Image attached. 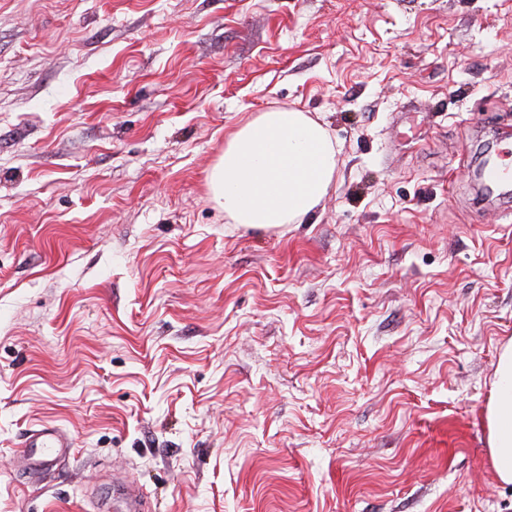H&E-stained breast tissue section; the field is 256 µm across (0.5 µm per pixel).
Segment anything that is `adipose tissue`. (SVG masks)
Masks as SVG:
<instances>
[{"label": "adipose tissue", "mask_w": 512, "mask_h": 512, "mask_svg": "<svg viewBox=\"0 0 512 512\" xmlns=\"http://www.w3.org/2000/svg\"><path fill=\"white\" fill-rule=\"evenodd\" d=\"M336 146L317 119L273 108L233 131L208 176L213 199L250 228L299 224L326 195ZM489 456L498 480L512 484V344L502 351L486 408Z\"/></svg>", "instance_id": "obj_1"}]
</instances>
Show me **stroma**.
<instances>
[{
	"label": "stroma",
	"mask_w": 512,
	"mask_h": 512,
	"mask_svg": "<svg viewBox=\"0 0 512 512\" xmlns=\"http://www.w3.org/2000/svg\"><path fill=\"white\" fill-rule=\"evenodd\" d=\"M324 123L300 224L207 177L256 113ZM512 0H0V512H512ZM52 426L56 471L18 463ZM485 419L492 467L500 482L512 484V342L500 354Z\"/></svg>",
	"instance_id": "stroma-1"
}]
</instances>
